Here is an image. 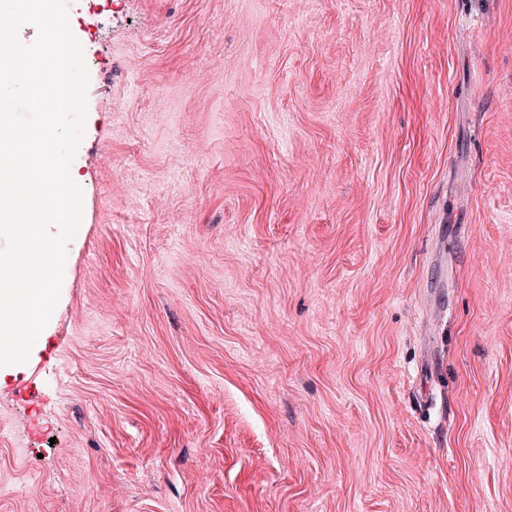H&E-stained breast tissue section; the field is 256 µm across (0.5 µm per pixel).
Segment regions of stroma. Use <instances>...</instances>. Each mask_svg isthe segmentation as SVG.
Wrapping results in <instances>:
<instances>
[{
	"mask_svg": "<svg viewBox=\"0 0 512 512\" xmlns=\"http://www.w3.org/2000/svg\"><path fill=\"white\" fill-rule=\"evenodd\" d=\"M59 301L0 512H512V0H67Z\"/></svg>",
	"mask_w": 512,
	"mask_h": 512,
	"instance_id": "35a3bbf8",
	"label": "stroma"
}]
</instances>
